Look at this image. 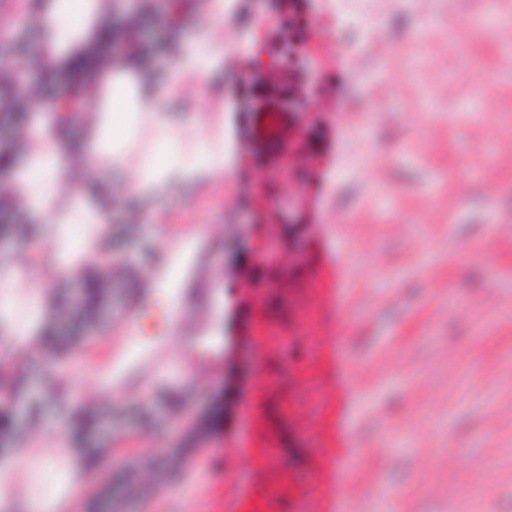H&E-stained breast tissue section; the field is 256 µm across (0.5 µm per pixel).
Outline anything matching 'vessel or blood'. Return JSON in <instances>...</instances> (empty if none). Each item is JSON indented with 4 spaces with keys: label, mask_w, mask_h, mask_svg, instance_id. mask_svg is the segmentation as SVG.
<instances>
[{
    "label": "vessel or blood",
    "mask_w": 512,
    "mask_h": 512,
    "mask_svg": "<svg viewBox=\"0 0 512 512\" xmlns=\"http://www.w3.org/2000/svg\"><path fill=\"white\" fill-rule=\"evenodd\" d=\"M259 110L260 132L276 139L286 110L284 100H263ZM176 238L177 248L165 252L143 281L126 290L125 325L113 337L95 378L100 397L134 389L149 379H183L182 369L174 368L170 360L175 346L183 347L200 371L217 370L224 364V338L213 325L221 301V291L214 286L218 244L192 225L181 226ZM159 302L169 309L163 331L150 338L139 336L135 326L141 315Z\"/></svg>",
    "instance_id": "b4317fda"
}]
</instances>
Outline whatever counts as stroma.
<instances>
[{
  "label": "stroma",
  "instance_id": "35a3bbf8",
  "mask_svg": "<svg viewBox=\"0 0 512 512\" xmlns=\"http://www.w3.org/2000/svg\"><path fill=\"white\" fill-rule=\"evenodd\" d=\"M485 7L237 0L225 13L222 76L166 105L176 121L223 119L224 177L177 188L152 219L118 196V175L102 178L114 196L101 251H140L129 270L143 278L179 225L213 235L225 281L242 283L233 329L246 354L179 387L115 395L129 409L162 394L182 403L157 426L113 417L116 453L76 463L89 480L74 512H111L128 465L145 493L127 496L124 512H191L204 492L242 512L270 465L293 491L285 512H382L389 499L397 512H512V4L480 31L470 19ZM420 29L431 65L414 80L406 64ZM283 79L308 102L289 115L302 155L289 180L276 174L287 141L251 135L261 98L280 95ZM93 322V336H58L35 361L6 367L36 385L20 394L33 414H14L18 437L0 440L1 452L51 428L64 450L106 447L68 398L77 388L93 399L120 304ZM268 324L288 332V349L264 335ZM252 407L279 413L281 436L274 457L242 463ZM194 417L211 424L201 453L159 477ZM354 448L358 459L330 479V457Z\"/></svg>",
  "mask_w": 512,
  "mask_h": 512
}]
</instances>
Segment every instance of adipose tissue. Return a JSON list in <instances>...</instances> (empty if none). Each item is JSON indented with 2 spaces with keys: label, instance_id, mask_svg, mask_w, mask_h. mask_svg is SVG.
Masks as SVG:
<instances>
[{
  "label": "adipose tissue",
  "instance_id": "adipose-tissue-1",
  "mask_svg": "<svg viewBox=\"0 0 512 512\" xmlns=\"http://www.w3.org/2000/svg\"><path fill=\"white\" fill-rule=\"evenodd\" d=\"M106 0H40L35 53L57 62L72 56L99 31ZM224 17V0H208L206 20L182 40L171 67L173 81L204 82L224 65V46L213 34ZM164 94L148 88L129 70L102 81L100 97L89 105L91 121L64 117L41 106L30 113L29 132L36 147L14 171L29 218L38 227L37 251L0 263V364H11L33 347L48 318L46 291L36 274L48 264L56 275H82L106 233L108 217L82 185L64 191L70 180L71 149L58 135L66 122L81 124L84 171L126 176L120 192L142 202L166 199L175 187L224 175V128L192 115L172 123ZM82 490L69 458L36 455L34 448L0 455V512H65Z\"/></svg>",
  "mask_w": 512,
  "mask_h": 512
}]
</instances>
